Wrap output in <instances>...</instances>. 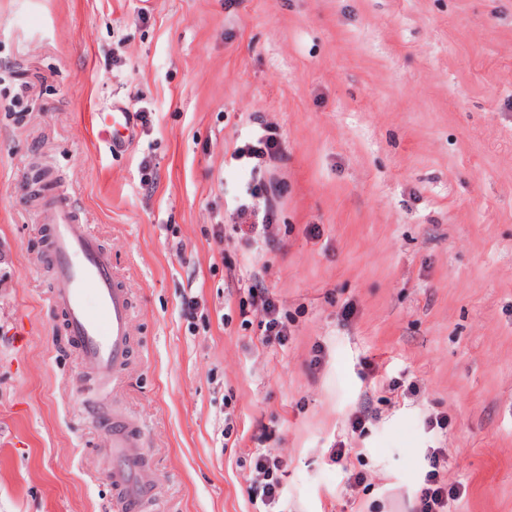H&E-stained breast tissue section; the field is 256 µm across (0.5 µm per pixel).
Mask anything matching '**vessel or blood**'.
<instances>
[{
  "label": "vessel or blood",
  "mask_w": 512,
  "mask_h": 512,
  "mask_svg": "<svg viewBox=\"0 0 512 512\" xmlns=\"http://www.w3.org/2000/svg\"><path fill=\"white\" fill-rule=\"evenodd\" d=\"M113 150H125L133 138V116L114 108L94 115ZM51 224L46 263L55 288L51 307L61 312L68 335L82 360L102 380L117 379L128 363L131 345V293L117 276L110 253L92 231L80 227L69 196L56 194L45 202ZM92 420L106 430L117 456L112 483L119 491L122 512H139L152 487L138 453L140 435L128 422L104 410H91Z\"/></svg>",
  "instance_id": "b4317fda"
}]
</instances>
